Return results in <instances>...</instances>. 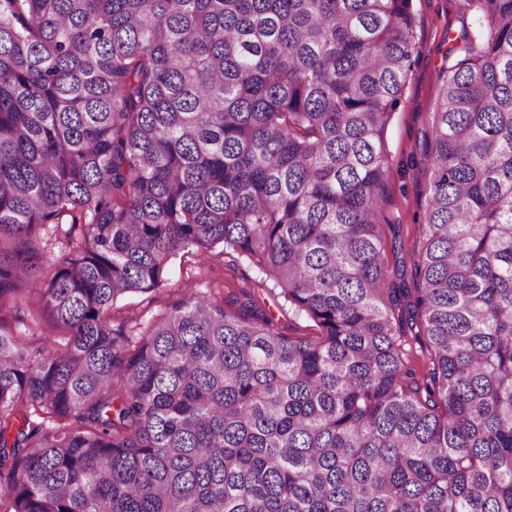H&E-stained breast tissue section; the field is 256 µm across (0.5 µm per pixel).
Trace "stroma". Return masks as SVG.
<instances>
[{"instance_id":"obj_1","label":"stroma","mask_w":512,"mask_h":512,"mask_svg":"<svg viewBox=\"0 0 512 512\" xmlns=\"http://www.w3.org/2000/svg\"><path fill=\"white\" fill-rule=\"evenodd\" d=\"M416 20L415 51L400 101L387 133L391 159L384 211L389 223L399 225L406 252L415 246L414 226L422 218L427 182L425 134L442 70L447 67L446 33L468 30L474 42L487 33L467 0H412ZM223 288L226 308L239 309L250 300L272 315L279 332L291 337L313 335L311 322L291 309L265 275L234 254L211 252L202 256L193 248L179 251L168 266L162 287L132 293L112 308V325L138 339L147 326L178 300Z\"/></svg>"}]
</instances>
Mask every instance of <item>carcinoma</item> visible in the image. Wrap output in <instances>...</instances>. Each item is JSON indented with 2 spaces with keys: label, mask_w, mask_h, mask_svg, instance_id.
Listing matches in <instances>:
<instances>
[{
  "label": "carcinoma",
  "mask_w": 512,
  "mask_h": 512,
  "mask_svg": "<svg viewBox=\"0 0 512 512\" xmlns=\"http://www.w3.org/2000/svg\"><path fill=\"white\" fill-rule=\"evenodd\" d=\"M468 4L389 267L411 0H0V512H512V0ZM190 247L318 335L215 293L131 343ZM82 224L71 230L70 224H48L42 227L36 238V248L39 257L44 260H60L69 252V237L73 245L79 240ZM215 249L209 257L195 248H186L174 256L165 275V284L151 291L132 293L119 299L112 308V326L124 327L136 341L147 326L165 314L175 301L208 294L224 285V307L233 311L247 299L272 315L278 331L286 336H315L313 323L288 306L279 289L265 275L235 254H220Z\"/></svg>",
  "instance_id": "cac0c4a2"
}]
</instances>
